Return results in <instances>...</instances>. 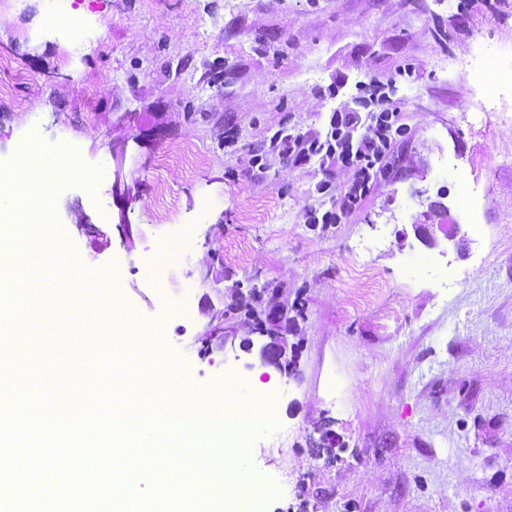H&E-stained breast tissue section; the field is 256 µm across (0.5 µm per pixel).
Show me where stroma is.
<instances>
[{
    "instance_id": "1",
    "label": "stroma",
    "mask_w": 512,
    "mask_h": 512,
    "mask_svg": "<svg viewBox=\"0 0 512 512\" xmlns=\"http://www.w3.org/2000/svg\"><path fill=\"white\" fill-rule=\"evenodd\" d=\"M48 6L0 0V163L35 135L96 169L94 189L51 185L54 233L153 329L127 381L189 400L265 382L262 512H512V0H69L67 31L44 28ZM372 78L404 129L394 162L339 223H307L332 207L317 185L352 172L270 140L326 133ZM439 199L462 249L414 235ZM416 255L430 268L413 279ZM263 284L288 309L290 376L260 356L265 315L232 305ZM35 291L58 318L94 315L118 356L125 324L55 275ZM219 321L223 349L205 340Z\"/></svg>"
}]
</instances>
